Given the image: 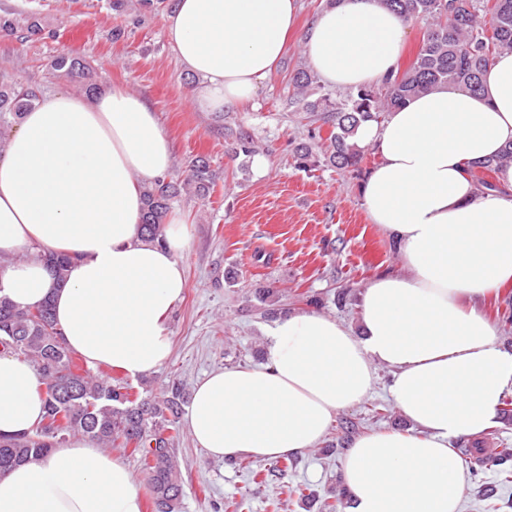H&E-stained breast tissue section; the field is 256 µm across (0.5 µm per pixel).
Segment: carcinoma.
<instances>
[{
    "instance_id": "carcinoma-1",
    "label": "carcinoma",
    "mask_w": 512,
    "mask_h": 512,
    "mask_svg": "<svg viewBox=\"0 0 512 512\" xmlns=\"http://www.w3.org/2000/svg\"><path fill=\"white\" fill-rule=\"evenodd\" d=\"M380 3L412 21L428 25L426 36L411 64L387 77L380 84L349 92L340 101L309 97L317 89V76L300 67L291 78L297 89L293 103L307 114L310 124L317 120L332 130L322 137L309 131V142L296 148L303 167H314L318 159L338 170H361L365 151L353 141L357 127L364 122L379 124L385 115L402 107L411 98L439 87L476 93L481 77L497 56L512 52V0H380ZM53 69L91 94L95 86L84 83L89 74L86 64L70 52L59 53ZM38 91L12 78L0 75V129L19 123L38 99ZM512 163V145L494 158L467 165L466 172L479 190H492L497 184L491 175ZM215 175L203 159L192 164L187 184L157 179L144 185L145 208L141 217L144 234L153 242H164L163 220L170 202L188 186L200 195L214 188ZM43 259L58 279L70 263L62 253H49ZM254 311L268 316L279 294L272 288H257ZM0 352H8L30 362L45 381L42 398L44 415L32 431L0 440V472L50 453L77 435L89 436L104 449L131 448L140 455L153 512H180L184 485L176 455L180 438L183 396L177 388L162 398L141 396L121 378L100 379L74 361V351L63 342L50 304L34 310H20L0 298ZM354 424L342 421L327 451L344 450ZM465 462L479 467H498L500 481L512 483V448L484 452V440L462 451Z\"/></svg>"
}]
</instances>
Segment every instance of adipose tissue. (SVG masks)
Instances as JSON below:
<instances>
[{
    "label": "adipose tissue",
    "instance_id": "adipose-tissue-1",
    "mask_svg": "<svg viewBox=\"0 0 512 512\" xmlns=\"http://www.w3.org/2000/svg\"><path fill=\"white\" fill-rule=\"evenodd\" d=\"M298 11L299 0H174L165 35L192 78L193 104L220 113L250 99L284 56ZM408 27L379 0H338L298 39L324 83L356 89L394 70ZM354 138L381 156L360 194L406 274L366 288L360 333L317 312L277 320L262 366L196 386L189 429L213 457L294 456L362 402L386 365L410 427L353 440L343 464L349 512H460L467 481L451 444L497 425L512 392V350L480 308L512 288V165L486 193L466 173L512 144V53L496 58L480 92L432 91ZM171 158L154 110L122 86L91 100L39 97L0 153V251L17 256L0 268V296L19 309L50 303L71 349L132 379L169 359L168 320L187 287L183 215H167L161 245L140 224L142 186L163 178ZM34 248L70 255L64 279L29 257ZM43 387L35 367L0 354L1 436L40 421ZM0 512L142 507L122 459L79 436L1 473Z\"/></svg>",
    "mask_w": 512,
    "mask_h": 512
}]
</instances>
